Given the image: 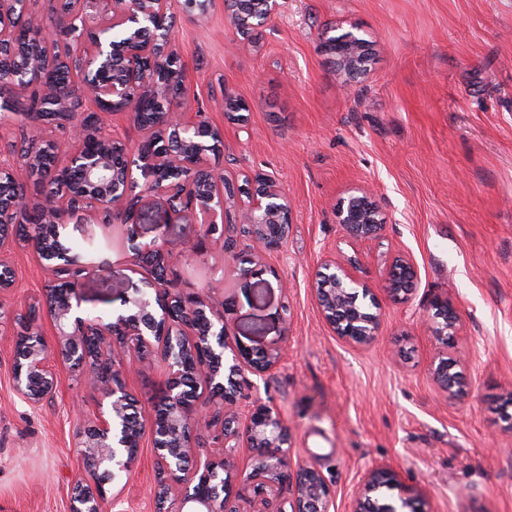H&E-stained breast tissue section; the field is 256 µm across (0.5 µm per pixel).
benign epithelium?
I'll return each instance as SVG.
<instances>
[{
    "mask_svg": "<svg viewBox=\"0 0 512 512\" xmlns=\"http://www.w3.org/2000/svg\"><path fill=\"white\" fill-rule=\"evenodd\" d=\"M168 0H71L69 34H77L82 50L77 55L19 50L13 22L21 17L26 42L57 46L56 33L45 27L29 9V0H0V82L28 92L34 105L23 116L34 126L54 123L67 129L70 145L44 139L21 167L27 178L47 169L61 174L76 166L81 181L70 184L60 198L39 205L45 230L39 253H53L61 236L64 216L82 214L93 224L104 215L124 211L134 181L132 150L103 130L98 112H124L137 126L150 118L160 137L173 135L179 148L137 160L147 190L158 192L166 208L162 223L181 221L207 225L206 233L219 231L216 218L237 213L245 227L255 257H241L240 277L252 274L254 258L277 249L288 236L291 208L273 178L245 179L238 187L223 171L206 169L212 153L224 147L223 131L185 111L184 66L171 48L172 33L157 35L149 23L167 16ZM239 34L266 25L278 12L279 0H224ZM319 50L332 72L344 84L370 71L373 48L360 34L347 30L319 38ZM93 103L98 112L73 111L72 100ZM336 223L355 240L377 237L386 224L374 195L363 190L340 199ZM133 258L150 259L163 268L154 278L155 296L140 295L125 301L126 310L109 323L92 324L77 315L75 281L56 290L49 307L57 342L49 348L40 331L32 330L25 315L14 318L20 334L29 337L13 355L16 391L37 405L56 389L50 359L61 358L86 365L87 385L109 402L79 435L84 475L73 489L71 512H110L121 502L125 487L119 477L138 459L144 429L129 417L133 394L124 372L156 359L167 368L166 386L150 432L155 448L156 481L152 490L158 512H330L333 497L322 473L313 466L292 469L285 448L290 437L277 410L258 404L247 423L239 425L237 408L245 373L263 376L280 359V352L254 350L228 341L229 317L235 298L224 296L208 303L200 295L171 288L165 254L155 243L132 245ZM417 271L413 260L398 255L389 264L384 288L403 301L412 292ZM312 291L321 313L340 339L356 346L371 344L379 333L381 315L375 290L355 274V260H325L315 274ZM441 320L436 336L448 343L459 323L457 309L448 301L434 304ZM120 350V357L114 350ZM438 387L453 395L464 382L455 364L439 360L433 369ZM205 393L218 408L207 413L196 404ZM213 430L216 451L200 456L194 441L199 425ZM257 449L248 472L236 468L241 445ZM292 497L280 496L283 486ZM352 512H428L420 495L408 492L397 470L370 468L355 488Z\"/></svg>",
    "mask_w": 512,
    "mask_h": 512,
    "instance_id": "1",
    "label": "benign epithelium"
}]
</instances>
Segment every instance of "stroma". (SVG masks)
Wrapping results in <instances>:
<instances>
[{"label": "stroma", "mask_w": 512, "mask_h": 512, "mask_svg": "<svg viewBox=\"0 0 512 512\" xmlns=\"http://www.w3.org/2000/svg\"><path fill=\"white\" fill-rule=\"evenodd\" d=\"M279 14L243 41L210 0L203 17L171 0L172 49L185 66V103L224 132L209 158L227 178L262 173L292 208L282 245L248 279L238 257L252 243L205 235L198 224H88L61 232L81 245L79 311L110 322L125 300L153 295L149 267L132 243L165 244L178 287L223 282L237 299L229 334L243 345L283 350L251 376L241 415L265 403L291 436V465L316 466L333 493L331 512H351V494L375 465L422 490L432 512H512V0H281ZM355 29L375 49L371 72L342 87L318 49L328 27ZM244 101L242 120L225 95ZM374 190L386 217L371 240L345 237L338 200ZM410 256L409 299L380 297L375 341L355 346L325 322L312 292L321 262L354 257L356 274L380 287L394 256ZM16 287L0 306L44 304L55 275L33 245L6 246ZM460 314L441 344L435 300ZM15 340L0 335V512H69L82 473L78 435L102 407L83 374L53 360L57 386L38 406L16 391ZM455 361L468 386L452 397L435 384L439 358ZM166 378L162 362L130 372L127 385L151 422ZM154 449L143 437L127 477V512H155Z\"/></svg>", "instance_id": "1"}]
</instances>
